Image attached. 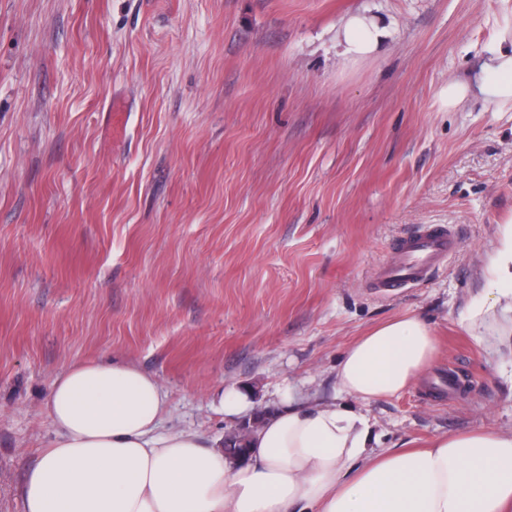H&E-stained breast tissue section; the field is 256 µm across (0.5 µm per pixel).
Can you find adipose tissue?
<instances>
[{
    "mask_svg": "<svg viewBox=\"0 0 512 512\" xmlns=\"http://www.w3.org/2000/svg\"><path fill=\"white\" fill-rule=\"evenodd\" d=\"M386 36L355 15L343 53L360 58ZM479 90L512 100V46L499 47ZM459 326L480 343L512 335V224L500 225ZM429 324L407 313L358 338L336 369L352 404H283L253 433L246 460L201 433L160 424L159 380L120 361L75 362L52 383L53 436L28 470L22 512H512V433L445 434L427 448H381L356 402L391 398L425 375Z\"/></svg>",
    "mask_w": 512,
    "mask_h": 512,
    "instance_id": "obj_1",
    "label": "adipose tissue"
}]
</instances>
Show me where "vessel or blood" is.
I'll return each instance as SVG.
<instances>
[{
  "instance_id": "1",
  "label": "vessel or blood",
  "mask_w": 512,
  "mask_h": 512,
  "mask_svg": "<svg viewBox=\"0 0 512 512\" xmlns=\"http://www.w3.org/2000/svg\"><path fill=\"white\" fill-rule=\"evenodd\" d=\"M455 245L456 237L452 230L423 228L400 242L396 260L379 268L374 287L389 291L423 280L453 251Z\"/></svg>"
}]
</instances>
